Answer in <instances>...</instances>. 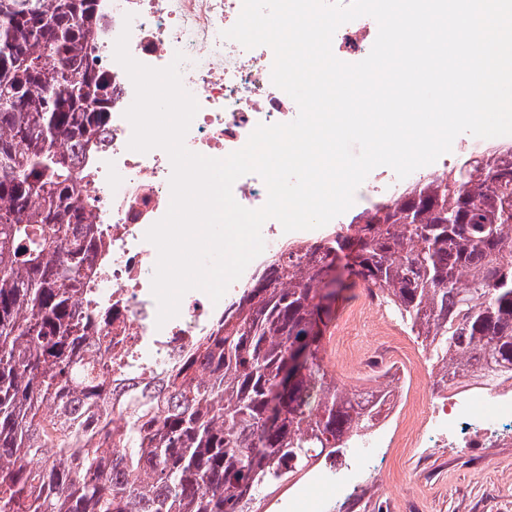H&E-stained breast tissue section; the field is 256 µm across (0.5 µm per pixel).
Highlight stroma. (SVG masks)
<instances>
[{"instance_id": "35a3bbf8", "label": "stroma", "mask_w": 512, "mask_h": 512, "mask_svg": "<svg viewBox=\"0 0 512 512\" xmlns=\"http://www.w3.org/2000/svg\"><path fill=\"white\" fill-rule=\"evenodd\" d=\"M406 327L365 289H344L322 340L325 362L341 383L362 387L364 363L392 349V330ZM371 466L361 512H512V446L384 448Z\"/></svg>"}]
</instances>
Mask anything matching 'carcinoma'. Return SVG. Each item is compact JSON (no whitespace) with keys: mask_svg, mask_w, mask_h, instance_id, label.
Wrapping results in <instances>:
<instances>
[{"mask_svg":"<svg viewBox=\"0 0 512 512\" xmlns=\"http://www.w3.org/2000/svg\"><path fill=\"white\" fill-rule=\"evenodd\" d=\"M97 2L0 0V512H247L336 454L375 411L314 333L343 252L350 286L398 311L442 370L512 373V159L486 175L464 161L259 270L168 392L120 405L112 427L83 301V164L112 100L88 64Z\"/></svg>","mask_w":512,"mask_h":512,"instance_id":"1","label":"carcinoma"}]
</instances>
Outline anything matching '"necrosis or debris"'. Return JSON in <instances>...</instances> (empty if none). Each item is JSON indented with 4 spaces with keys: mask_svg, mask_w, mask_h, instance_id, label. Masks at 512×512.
Returning <instances> with one entry per match:
<instances>
[{
    "mask_svg": "<svg viewBox=\"0 0 512 512\" xmlns=\"http://www.w3.org/2000/svg\"><path fill=\"white\" fill-rule=\"evenodd\" d=\"M243 0H98L106 25L98 41L95 67L112 87V112L100 135L97 152L83 183L87 213L97 227L98 252L91 286L103 323L95 334L101 345L96 360L109 368L112 401L165 391L167 366L183 360L209 335L228 305L256 272L290 239H312L309 230L296 236L267 220L261 229L263 252L232 282L220 302L201 290L180 301L179 313L157 325L158 304L152 293L158 251L147 240L148 229L161 220L171 201L172 165L160 148L130 150L133 133L125 111L135 98L134 85L114 58L121 33H128V51L139 63L163 68L183 53L181 84L199 105L185 136L188 150L223 158L245 146L258 125L293 121L299 108L273 85L274 53L270 47L247 49L222 38L234 25ZM378 34L376 20L361 16L341 25L332 51L341 61L367 57ZM455 157L441 156L408 177L397 178L386 166L373 169L355 193L352 209L361 213L388 203L417 180L447 174ZM386 386L374 421L377 445L392 448H488L504 426L512 427V380L492 387L470 382L465 371L446 377L422 367L411 353L391 359L383 368ZM444 391L420 425L410 422L411 401L425 383ZM483 405L476 415L475 405Z\"/></svg>",
    "mask_w": 512,
    "mask_h": 512,
    "instance_id": "1",
    "label": "necrosis or debris"
}]
</instances>
